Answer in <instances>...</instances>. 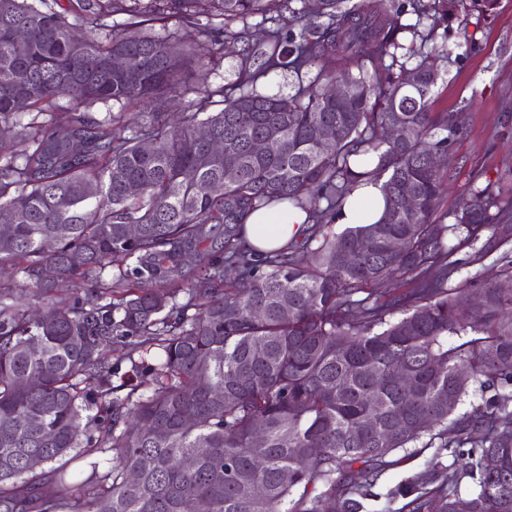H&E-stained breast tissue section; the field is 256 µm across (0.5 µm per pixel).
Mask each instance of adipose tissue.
<instances>
[{
    "label": "adipose tissue",
    "mask_w": 512,
    "mask_h": 512,
    "mask_svg": "<svg viewBox=\"0 0 512 512\" xmlns=\"http://www.w3.org/2000/svg\"><path fill=\"white\" fill-rule=\"evenodd\" d=\"M385 210V199L380 183L372 182L357 188L352 197L337 212L335 222L347 228L378 222ZM310 225L304 210L285 203H273L252 212L241 229L245 248L265 253L293 246L301 242Z\"/></svg>",
    "instance_id": "obj_1"
}]
</instances>
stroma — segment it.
<instances>
[{"label": "stroma", "mask_w": 512, "mask_h": 512, "mask_svg": "<svg viewBox=\"0 0 512 512\" xmlns=\"http://www.w3.org/2000/svg\"><path fill=\"white\" fill-rule=\"evenodd\" d=\"M291 26L285 0H269L264 13L228 24L233 31L248 30L252 44L261 50L269 31ZM438 33L451 55L434 60L433 109L453 114L460 128L450 146L455 163L448 187L433 216L442 224L472 189L487 187L502 200H512V0H497L490 15L471 16L467 33H460L454 22L441 25ZM471 254L467 246L456 253L462 267L449 279V287L462 288L475 279L501 281L502 267L495 257L474 263ZM434 455V449L420 444L398 452L397 464L375 482L369 512H401V501H388L387 491L424 469Z\"/></svg>", "instance_id": "obj_1"}]
</instances>
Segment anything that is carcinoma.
<instances>
[{
    "label": "carcinoma",
    "mask_w": 512,
    "mask_h": 512,
    "mask_svg": "<svg viewBox=\"0 0 512 512\" xmlns=\"http://www.w3.org/2000/svg\"><path fill=\"white\" fill-rule=\"evenodd\" d=\"M320 2L299 13L298 31H270L259 55L246 31L224 30L245 43L238 80L188 100L193 69L220 45L209 19L260 14L266 0H0V224L12 227L0 264L24 285L0 290V512H182L186 499L195 512H366L389 457L426 436L440 440L436 459L388 498L404 512H512V288L448 287L460 246L482 243L480 261L512 242L508 206L476 188L452 222L432 223L444 181L430 155L448 152L457 128L432 111L436 72L423 48L448 55L436 29L464 0ZM406 11L415 23H401ZM115 13L128 16L127 32L113 31ZM169 19L198 40L140 32ZM400 32L420 39L411 68L398 59ZM117 57L128 70L112 66ZM288 69L310 77L288 96L257 91ZM332 82L347 99L327 98ZM170 98L185 100L182 112L153 110ZM109 102L121 111L90 112ZM127 108L140 110L133 128ZM327 123L334 138L314 139ZM397 124L407 139L391 137ZM201 126L224 152L210 153ZM260 136L278 151L253 154ZM369 154L376 166L359 170L356 157ZM371 179L383 181L382 219L334 231L332 216ZM285 200L312 218L310 258L291 247L254 259L240 242L245 218ZM115 256L127 264L106 281ZM226 263L238 271L228 289ZM187 265L197 275L184 288L171 276ZM48 267L70 297L56 295ZM406 280L416 287L391 294ZM128 337L159 359L146 391L130 376L120 397L109 352ZM475 385L493 394L455 416ZM368 419L377 433L363 430ZM444 451L463 463L443 464ZM34 457L49 470L30 466ZM74 462L89 473L72 485ZM466 478L477 490L463 496Z\"/></svg>",
    "instance_id": "carcinoma-1"
}]
</instances>
